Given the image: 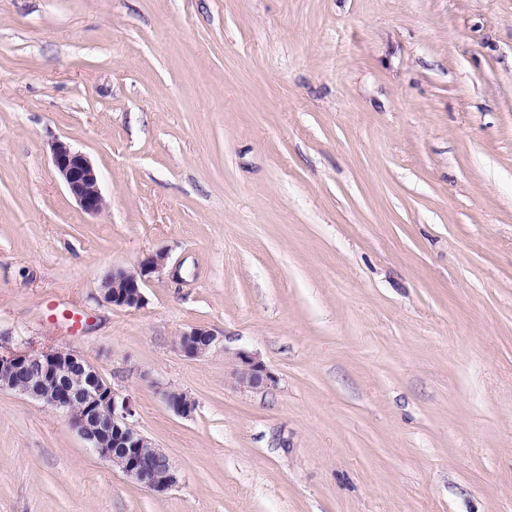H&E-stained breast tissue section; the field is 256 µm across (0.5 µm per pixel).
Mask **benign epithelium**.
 Returning <instances> with one entry per match:
<instances>
[{
    "mask_svg": "<svg viewBox=\"0 0 512 512\" xmlns=\"http://www.w3.org/2000/svg\"><path fill=\"white\" fill-rule=\"evenodd\" d=\"M51 161L58 176L80 208L97 214L105 206L100 179L90 160L69 144L57 141ZM167 253L158 251L141 258L131 269L112 272L110 286L100 289L101 300L116 308L139 309L146 304L144 286L164 271ZM216 335L202 326L181 335V344L194 346V356L206 354ZM237 383L250 389L273 382L255 354H235ZM17 391L70 417L72 426L98 456L112 462L133 483L163 495L179 483L169 458L137 428L135 402L116 392L98 369L71 349L0 352V391ZM168 406L183 418L191 417L197 402L185 393L163 394Z\"/></svg>",
    "mask_w": 512,
    "mask_h": 512,
    "instance_id": "7a95c632",
    "label": "benign epithelium"
}]
</instances>
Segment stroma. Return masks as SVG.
Returning <instances> with one entry per match:
<instances>
[{
	"label": "stroma",
	"instance_id": "35a3bbf8",
	"mask_svg": "<svg viewBox=\"0 0 512 512\" xmlns=\"http://www.w3.org/2000/svg\"><path fill=\"white\" fill-rule=\"evenodd\" d=\"M158 250L143 308L101 302ZM29 346L132 396L180 481L2 390L0 512H512V0H0V351ZM51 161L63 184L85 213L97 214L104 208L99 175L85 154L58 141L52 145ZM216 335L212 330L202 326L193 327L188 332L181 335V345L189 344L194 346L193 357H199L206 354L214 345ZM235 359L237 362L235 376L240 386L257 389L273 382L266 366L255 354L240 350L235 354ZM168 406L183 418L192 417L197 409V402L185 393L168 391L163 394Z\"/></svg>",
	"mask_w": 512,
	"mask_h": 512
}]
</instances>
